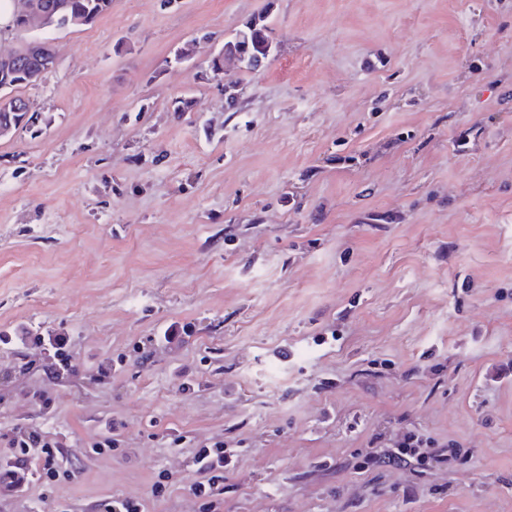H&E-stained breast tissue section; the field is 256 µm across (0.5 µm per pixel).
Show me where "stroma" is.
<instances>
[{"mask_svg": "<svg viewBox=\"0 0 512 512\" xmlns=\"http://www.w3.org/2000/svg\"><path fill=\"white\" fill-rule=\"evenodd\" d=\"M260 16L264 65L212 80ZM32 38L58 60L0 139V332L74 369L0 342V460L37 428L76 473L0 512H204L218 441L216 512H512V0H112L0 49ZM407 431L467 456L355 469ZM271 50V28L263 16L246 23L243 29L236 31L234 37L224 42L225 54L232 55L235 52H240L246 54L250 61L261 56L265 62ZM193 480L189 491L212 511L216 507L213 500L221 494L220 484H224V472L232 471L238 460L231 451L224 449V443L202 444L192 452Z\"/></svg>", "mask_w": 512, "mask_h": 512, "instance_id": "35a3bbf8", "label": "stroma"}]
</instances>
